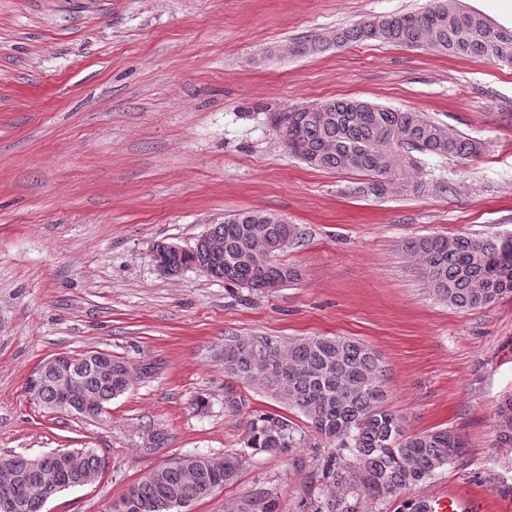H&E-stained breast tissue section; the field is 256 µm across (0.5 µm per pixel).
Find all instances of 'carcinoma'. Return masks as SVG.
Returning a JSON list of instances; mask_svg holds the SVG:
<instances>
[{"mask_svg":"<svg viewBox=\"0 0 512 512\" xmlns=\"http://www.w3.org/2000/svg\"><path fill=\"white\" fill-rule=\"evenodd\" d=\"M378 41L459 58L512 65V28L494 25L486 16L459 6L458 0H433L418 12L378 16L334 34L295 41L288 53H317L332 44ZM288 151L315 169L357 171L367 176L358 192L383 197L400 180L419 169L418 155L469 161L482 155L484 143L451 131L420 112L399 110L355 98L331 99L290 108L275 117ZM210 235L224 242V254L204 250H169L174 268L207 267L211 277L255 291L280 288L296 272L278 256L299 235V228L278 215L243 211L224 216ZM403 248L420 263L433 294L461 309L486 307L512 295V237L476 238L424 235ZM224 372L259 385L305 419L316 438L331 449L319 463L328 490L310 512H362L366 500L384 499L430 479L437 470L463 460V438L451 428L405 433L403 418L383 405L385 369L375 352L345 336H310L285 344L268 336H232L216 352ZM72 373L81 395L103 405L125 394L127 360L106 350L76 355ZM57 379L46 374L40 394L43 408L55 412ZM495 441L512 448V397L496 410ZM305 444L290 419L272 413L247 424L245 447L258 452L288 453ZM80 454L76 473L59 490L80 486V476L105 460L90 448ZM242 457L219 462L186 456L147 472L121 501L124 512H173L212 495L236 479ZM57 467L54 453L35 458L0 453V486L12 490L10 512H42L34 475ZM230 512H276V499L259 489Z\"/></svg>","mask_w":512,"mask_h":512,"instance_id":"obj_1","label":"carcinoma"}]
</instances>
